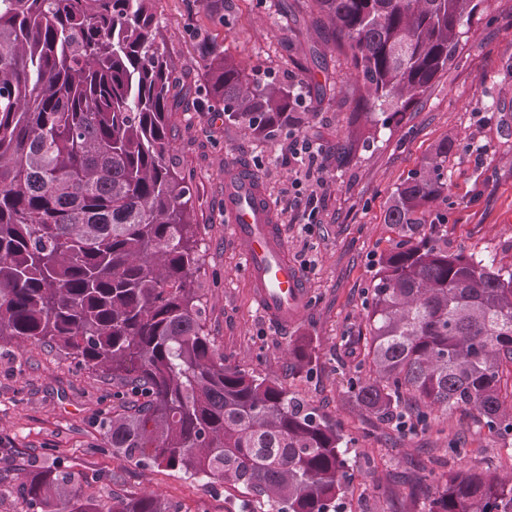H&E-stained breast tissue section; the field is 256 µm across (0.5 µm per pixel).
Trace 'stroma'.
Segmentation results:
<instances>
[{"instance_id":"1","label":"stroma","mask_w":512,"mask_h":512,"mask_svg":"<svg viewBox=\"0 0 512 512\" xmlns=\"http://www.w3.org/2000/svg\"><path fill=\"white\" fill-rule=\"evenodd\" d=\"M311 0H156L161 40L184 79L171 114V160L189 179L202 256L197 273L205 331L226 363L282 384L319 408L351 438L354 478L342 496L344 512H424L430 477L459 468L512 471V446L480 432L469 410L436 414L430 427L407 428L361 414L348 395L352 338L381 253L394 234L384 222L391 194L445 137L448 195L430 214L449 251L494 260L512 269V0H484L456 54L405 122L379 130L350 160L338 162L352 112L354 70L311 23ZM208 38L265 82L301 85L309 119L298 131L259 138L199 110L195 86L204 65L198 43ZM317 54L319 69L301 74L297 59ZM310 141L316 165L285 163L295 138ZM248 167L272 204L288 255L308 294L288 329L260 312L248 283L244 247L224 217V176ZM314 195V218L289 208L294 189ZM307 338L314 357L295 373L289 348ZM111 387L75 360L35 343L0 345V439L42 462L58 458L87 480L102 501L153 492L181 512H238L251 499L244 487L192 478L155 464L113 456L99 422L112 407ZM465 449L452 451L456 440Z\"/></svg>"}]
</instances>
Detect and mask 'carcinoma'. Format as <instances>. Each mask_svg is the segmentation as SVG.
<instances>
[{"instance_id":"carcinoma-1","label":"carcinoma","mask_w":512,"mask_h":512,"mask_svg":"<svg viewBox=\"0 0 512 512\" xmlns=\"http://www.w3.org/2000/svg\"><path fill=\"white\" fill-rule=\"evenodd\" d=\"M356 73L345 161L399 126L448 69L480 0H313ZM155 0H0V344L33 341L112 383L106 446L190 477L240 485L267 512H336L347 440L288 388L224 363L204 332L189 182L169 161L181 75L158 42ZM301 91L205 47L202 108L259 136L301 129ZM453 141L393 193L397 239L378 260L350 398L424 426L468 407L512 437V270L450 253L424 220L448 191ZM310 342L290 349L296 372ZM427 512H512V476L433 478ZM32 512H180L149 493L103 505L57 463L19 486Z\"/></svg>"}]
</instances>
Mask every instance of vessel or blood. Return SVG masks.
<instances>
[{"label": "vessel or blood", "instance_id": "vessel-or-blood-1", "mask_svg": "<svg viewBox=\"0 0 512 512\" xmlns=\"http://www.w3.org/2000/svg\"><path fill=\"white\" fill-rule=\"evenodd\" d=\"M224 207L236 237L245 248L247 272L253 294L263 311L280 327H288L305 307L298 267L274 224L269 202L258 182L238 171L224 177Z\"/></svg>", "mask_w": 512, "mask_h": 512}]
</instances>
